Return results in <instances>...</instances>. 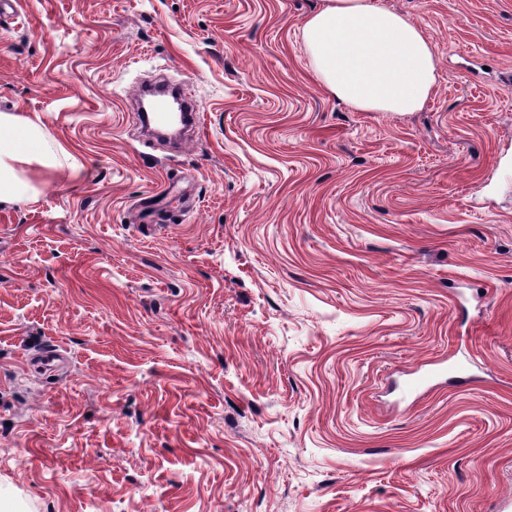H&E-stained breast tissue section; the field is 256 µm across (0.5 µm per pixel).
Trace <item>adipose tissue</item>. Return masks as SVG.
Returning <instances> with one entry per match:
<instances>
[{"instance_id": "obj_1", "label": "adipose tissue", "mask_w": 512, "mask_h": 512, "mask_svg": "<svg viewBox=\"0 0 512 512\" xmlns=\"http://www.w3.org/2000/svg\"><path fill=\"white\" fill-rule=\"evenodd\" d=\"M301 32L315 78L355 111L416 112L435 87V56L422 28L379 0H323ZM69 158L40 117L0 113L1 204L37 201L26 166L58 168Z\"/></svg>"}]
</instances>
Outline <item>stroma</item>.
<instances>
[{"label": "stroma", "instance_id": "35a3bbf8", "mask_svg": "<svg viewBox=\"0 0 512 512\" xmlns=\"http://www.w3.org/2000/svg\"><path fill=\"white\" fill-rule=\"evenodd\" d=\"M420 24V111L316 80L321 0H13L0 113L70 166L0 205V512H497L512 497V0ZM197 133L143 145L141 80ZM57 345L70 367L35 373ZM469 382L403 397L408 371ZM177 91V98L181 104V110L179 112H172L166 101L160 100L153 105L152 113H148L149 118L146 114L139 113L138 118L140 124L150 125L153 119L160 124H166L173 121L178 117L180 127L178 129H191L195 130L200 125V113L196 101L189 96L182 87H179Z\"/></svg>", "mask_w": 512, "mask_h": 512}]
</instances>
